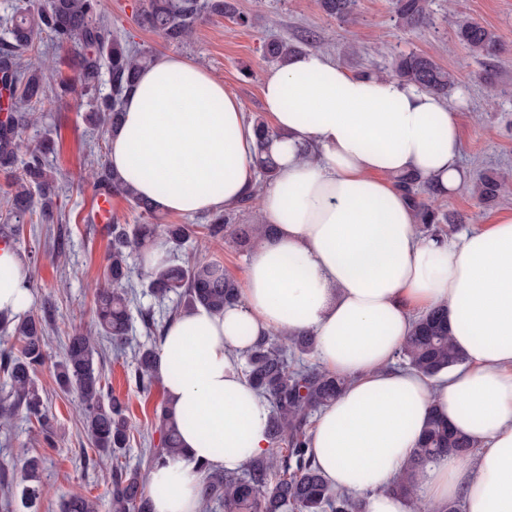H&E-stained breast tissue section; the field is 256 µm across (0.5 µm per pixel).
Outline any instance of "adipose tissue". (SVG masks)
<instances>
[{
    "label": "adipose tissue",
    "mask_w": 512,
    "mask_h": 512,
    "mask_svg": "<svg viewBox=\"0 0 512 512\" xmlns=\"http://www.w3.org/2000/svg\"><path fill=\"white\" fill-rule=\"evenodd\" d=\"M262 99L274 125L265 140L222 81L167 54L140 72L110 140L113 170L156 210L206 215L256 188L262 222L276 227L253 250L237 302L182 314L160 341L182 448L148 476L153 512H202L206 467L234 472L268 455L269 403L239 357L281 333L315 336L322 369L347 381L310 433L312 459L337 492L364 512H413L393 486L436 415L476 448L428 464L421 503L512 512V212L428 235L397 183L427 180L442 198L461 187L459 112L319 50L268 70ZM262 155L277 169L264 182ZM33 301L28 263L0 244V316L24 315ZM438 306L467 360L431 379L396 359L415 319Z\"/></svg>",
    "instance_id": "ef3b65f1"
}]
</instances>
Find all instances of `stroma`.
Returning a JSON list of instances; mask_svg holds the SVG:
<instances>
[{
  "instance_id": "obj_1",
  "label": "stroma",
  "mask_w": 512,
  "mask_h": 512,
  "mask_svg": "<svg viewBox=\"0 0 512 512\" xmlns=\"http://www.w3.org/2000/svg\"><path fill=\"white\" fill-rule=\"evenodd\" d=\"M102 3L113 33L155 55L176 53L205 68L239 98L252 118L263 113L261 84L271 64L264 58L262 46L269 40L282 39L304 51H325L354 73L388 72L394 57L402 52L429 55L457 74L460 86L448 101L463 119L462 165L467 180L456 194L441 200V207L458 214L466 228L489 223L512 208V181L493 204L479 203L474 194L477 174L512 172V0H432L429 23L412 31L396 23L390 0H359L358 18L352 24L326 16L318 0H236L239 11L251 18L250 26L213 17L199 24L190 40L179 46L167 44L138 25L139 0ZM460 15L499 32L506 45L499 64L471 57L458 43L454 23ZM491 67L497 74L493 82H484L482 75ZM89 105V96L79 89L55 96L45 109L47 118L42 126L22 134L31 146L45 135L54 139L56 152L50 162L62 189V222L36 236L24 233L17 244L20 253L32 248L39 252V262L31 270L35 306L47 301L54 306L45 338L48 360L33 375L51 420L53 438L44 441L37 422L21 414L8 424H0V470L9 471L19 482L27 457L44 459L33 502L26 504L16 497L10 508L0 507V512H59L61 496L70 494L93 500L97 512H110L111 465L98 462V453L84 428L79 397L60 388L53 368L64 354L71 324L79 322L92 328L94 292L107 264L109 237L103 225L91 219L96 190L92 182L78 179L110 151L106 133L84 119ZM198 257L221 262L238 280L244 279L250 260L249 253L240 251L228 237L218 243L193 237L187 250L178 255L182 261ZM130 283L136 299L131 305L132 328L121 349H114L111 339L103 334H95L94 339L103 352L105 390L130 407L134 439L123 461L135 466L145 463L150 448L159 442L154 410L164 390L158 387L144 395L128 379L135 351L160 341L159 335H148L141 323V309L154 305L155 300L139 271H132Z\"/></svg>"
}]
</instances>
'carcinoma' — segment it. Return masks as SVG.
I'll return each instance as SVG.
<instances>
[{"mask_svg":"<svg viewBox=\"0 0 512 512\" xmlns=\"http://www.w3.org/2000/svg\"><path fill=\"white\" fill-rule=\"evenodd\" d=\"M357 2L318 0L327 16L344 22L355 19ZM430 4L431 0H392V12L400 26L414 30L428 22ZM211 17L233 18L241 26L250 23L249 17L237 11L236 0H142L138 10L141 26L173 45L186 42L197 25ZM0 25L4 28L0 40V88L5 91V110L9 112L7 119L0 122V173L9 187L3 198L6 223L0 224V236L18 241L27 224L62 220V216H54L57 179L48 160L54 143L45 138L30 148L21 139L22 130L37 127L46 119L48 85L34 37L45 34L58 44L77 50L75 75L59 79L62 93L77 86L86 92H97L102 74H107L109 91L97 97L95 109L86 119L108 130L118 126L126 92L141 69L154 61V55L112 33L111 22L101 12L100 0H18L11 12L0 18ZM455 26L458 41L470 53L484 58L501 57L503 44L493 29L466 16L457 17ZM296 52V45L273 40L265 43L263 57L283 65ZM392 75L442 99L457 88L452 72L432 57L417 52L397 55ZM89 178L97 191L124 198L146 219V223L131 228L124 224L110 226L106 279L96 288L98 325L105 335L120 342L130 327L131 299L126 283L132 256L149 250L159 235L174 249H181L191 238V231L187 224L148 223L156 216L152 203L128 187L108 163L97 165ZM507 181L506 176L485 177L480 190L482 200L497 198ZM398 183L412 193L419 223L424 228L440 234L441 225L461 222L458 215L417 200L421 193L435 195L431 184L411 176L398 178ZM235 219L232 212L218 214L199 225L201 234L210 241L230 236L247 252L274 231L270 224H237ZM142 276L148 280L149 291L158 305H165L170 295L176 296V302L159 320L153 308L141 311L142 324L149 334L164 332L171 321L197 306L219 313L240 297L239 282L217 261H172L144 271ZM49 319L47 305L40 314L33 310L25 314L14 327L15 334L22 339L19 354L0 352L5 389L0 396V420L23 412L36 419L47 440L51 438L49 419L32 374L47 358L44 336ZM314 348V337L310 335L288 336L284 344L264 336L244 352L242 373L270 404V453L251 461L239 472L206 467L204 506L219 504L224 506V512H363L361 503L336 493L328 485L311 458L310 418L331 403L345 384L343 379L319 369L289 363L288 353L304 355ZM398 358L408 368L431 378L465 362L448 336L443 308L429 310L416 322ZM101 359L92 336L82 325L75 324L67 336L64 357L55 364L56 380L63 389L77 392L84 426L99 455L116 461L112 466V512H151L147 475L178 451V429L166 404H160L155 412L159 443L150 450L146 467L131 468L117 463L129 447L133 433L125 402L115 395L103 396ZM156 361L157 349L153 346H143L134 353L130 378L144 394L151 393L160 383ZM472 448L470 438L453 431L442 418L432 417L394 490L413 496L417 475L426 464L448 455L466 456ZM60 509L95 512V504L83 496H72L62 500Z\"/></svg>","mask_w":512,"mask_h":512,"instance_id":"obj_1","label":"carcinoma"}]
</instances>
